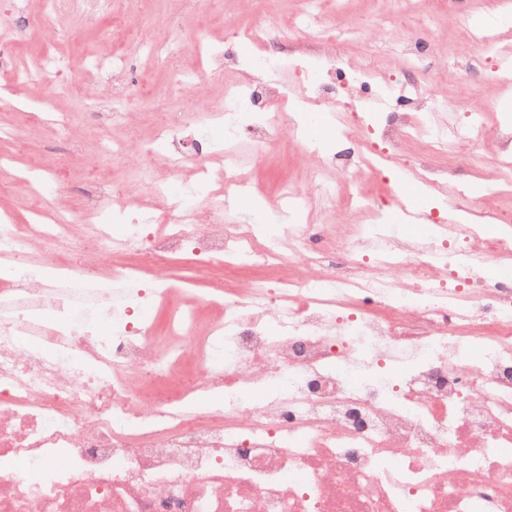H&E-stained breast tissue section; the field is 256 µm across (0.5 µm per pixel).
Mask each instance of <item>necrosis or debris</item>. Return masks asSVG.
Here are the masks:
<instances>
[{"label":"necrosis or debris","mask_w":512,"mask_h":512,"mask_svg":"<svg viewBox=\"0 0 512 512\" xmlns=\"http://www.w3.org/2000/svg\"><path fill=\"white\" fill-rule=\"evenodd\" d=\"M63 0H0L22 19L0 31V90L33 81L17 56L55 25ZM348 38L302 12L287 27L237 30L266 74L223 45L176 68L166 92L124 90L112 102L130 122L132 97L157 111L200 74L235 85L213 109L156 125L150 141L102 140L161 158L164 176L138 170L158 204L113 208L112 178L91 169L79 204L51 190L79 159L57 154L28 168V219L0 212V512H512V212L477 211L472 224L431 215L425 238L400 224L303 220L307 201L279 193L261 224L227 212L240 170L282 148L278 103L333 117L336 151L313 174L328 202L372 211L380 195L348 183L404 170L425 186L432 160L476 156L488 141L512 188V118L479 112L433 122L448 101L432 93L425 59L431 23L404 39L398 73L344 70L335 57L292 59L306 84L294 94L275 50L296 32ZM71 112L26 103L0 122V143L39 124L66 140ZM227 131L224 189L203 209L185 172L205 176L211 135ZM110 260L89 275L88 253ZM205 265L220 287L204 297L149 273V263ZM257 271L238 287L236 271ZM160 309L164 326L144 315Z\"/></svg>","instance_id":"4bbe7bcc"}]
</instances>
